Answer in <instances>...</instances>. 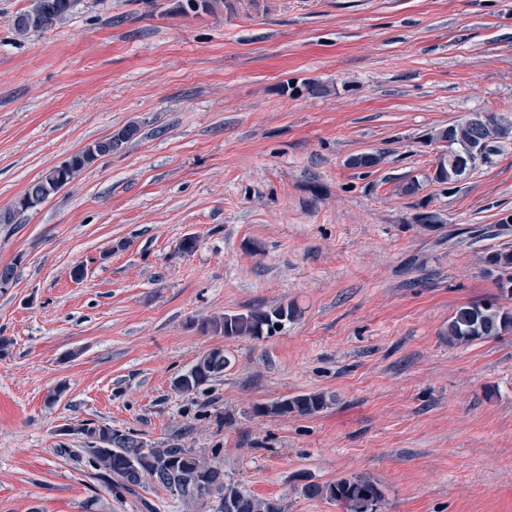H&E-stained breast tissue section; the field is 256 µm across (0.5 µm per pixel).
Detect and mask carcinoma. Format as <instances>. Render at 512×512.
I'll return each mask as SVG.
<instances>
[{
	"mask_svg": "<svg viewBox=\"0 0 512 512\" xmlns=\"http://www.w3.org/2000/svg\"><path fill=\"white\" fill-rule=\"evenodd\" d=\"M79 5L80 0H32L27 10L15 15L13 27L20 36L47 31L71 17ZM138 133V125L129 124L121 130L123 139L117 145L109 135L96 140L92 146L70 156L67 168L60 170L52 167L30 181L22 196L27 197L51 185L59 173L64 175L66 181H72L111 148H124ZM509 138H512V124L494 114L488 115L482 126L461 119L434 131L433 140L449 142V154L439 157L437 181L443 184L460 181L463 171L457 158L478 147L484 159L492 144ZM381 161L379 152L364 153L352 157L350 165L373 168ZM485 262L491 270L498 272V288L506 289V281H512V251L491 252ZM296 313V308L291 305L224 313L203 321L200 330L226 339H258L275 331V326H282L293 319ZM511 328V312L501 310L492 302H470L458 307L448 319L444 336L450 346L467 345L498 336ZM229 365L230 360L224 351L213 349L178 375L172 382L173 389L182 394L202 391L208 383L223 376L224 369ZM326 406V395L314 392L257 406L254 413L261 416H308L322 411ZM78 432L87 438L88 448L84 449L86 463L110 489L132 492L134 488L150 483L173 496L201 501L209 507V512H284L279 501L255 497L224 482V472L218 466L200 458L178 438L161 446L150 447L134 434L107 425L83 423ZM302 492L310 498L334 500L342 505L345 512H379L383 501V493L378 485L363 476L340 479L328 486L307 483L302 487Z\"/></svg>",
	"mask_w": 512,
	"mask_h": 512,
	"instance_id": "carcinoma-1",
	"label": "carcinoma"
}]
</instances>
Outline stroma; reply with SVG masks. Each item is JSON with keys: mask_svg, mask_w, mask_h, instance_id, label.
I'll return each mask as SVG.
<instances>
[{"mask_svg": "<svg viewBox=\"0 0 512 512\" xmlns=\"http://www.w3.org/2000/svg\"><path fill=\"white\" fill-rule=\"evenodd\" d=\"M30 4L0 0V209L86 145L140 131L0 224V266H16L0 288V512H208L148 484L111 493L67 455L82 422L154 446L181 435L284 512H344L302 487L355 475L381 512H512V330L442 334L470 301L512 312L485 262L512 249V225L474 235L512 216V140L457 186L430 178L436 129L512 120V0H224L196 16L82 0L16 35ZM368 152L382 163L349 166ZM287 304L269 337L199 329ZM215 348L224 375L177 393ZM310 392L327 408L254 412Z\"/></svg>", "mask_w": 512, "mask_h": 512, "instance_id": "obj_1", "label": "stroma"}]
</instances>
